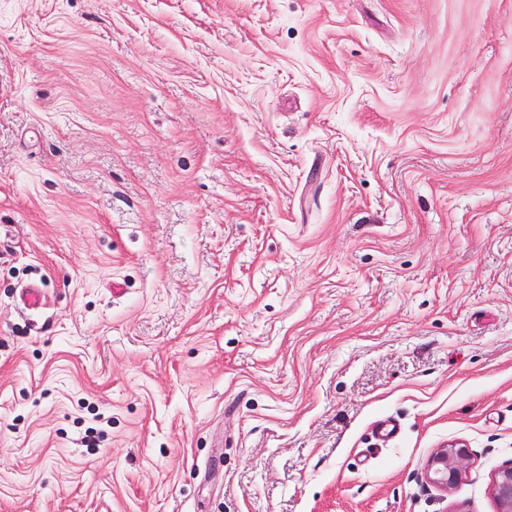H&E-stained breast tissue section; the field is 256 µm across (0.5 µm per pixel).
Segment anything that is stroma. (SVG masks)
<instances>
[{
    "instance_id": "obj_1",
    "label": "stroma",
    "mask_w": 512,
    "mask_h": 512,
    "mask_svg": "<svg viewBox=\"0 0 512 512\" xmlns=\"http://www.w3.org/2000/svg\"><path fill=\"white\" fill-rule=\"evenodd\" d=\"M511 463L512 0H0V512H498ZM468 458V448L458 444L439 449L424 465L428 482L441 490L451 489L462 479ZM490 489L499 512H512V464L494 473Z\"/></svg>"
}]
</instances>
